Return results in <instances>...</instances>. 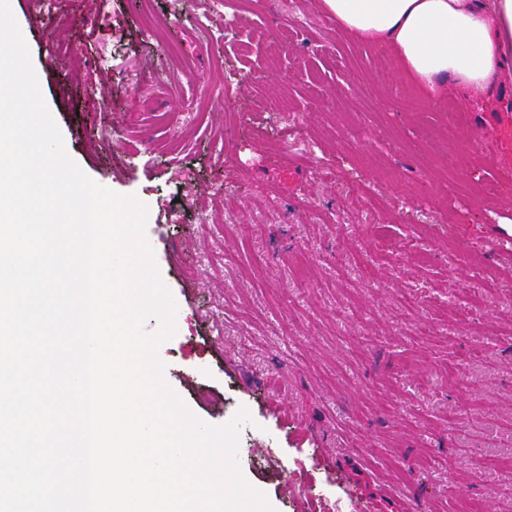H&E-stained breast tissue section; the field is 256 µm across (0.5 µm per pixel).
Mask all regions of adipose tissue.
Wrapping results in <instances>:
<instances>
[{
	"label": "adipose tissue",
	"mask_w": 512,
	"mask_h": 512,
	"mask_svg": "<svg viewBox=\"0 0 512 512\" xmlns=\"http://www.w3.org/2000/svg\"><path fill=\"white\" fill-rule=\"evenodd\" d=\"M319 9L395 55L430 98L450 79L498 103L499 80L512 64V0H319Z\"/></svg>",
	"instance_id": "1"
}]
</instances>
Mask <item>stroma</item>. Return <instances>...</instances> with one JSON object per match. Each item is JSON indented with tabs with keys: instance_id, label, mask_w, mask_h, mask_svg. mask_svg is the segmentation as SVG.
<instances>
[{
	"instance_id": "35a3bbf8",
	"label": "stroma",
	"mask_w": 512,
	"mask_h": 512,
	"mask_svg": "<svg viewBox=\"0 0 512 512\" xmlns=\"http://www.w3.org/2000/svg\"><path fill=\"white\" fill-rule=\"evenodd\" d=\"M10 5L69 156L148 208L166 382L249 410L274 512H512V111L377 86L317 0ZM450 122L451 170L420 143Z\"/></svg>"
}]
</instances>
